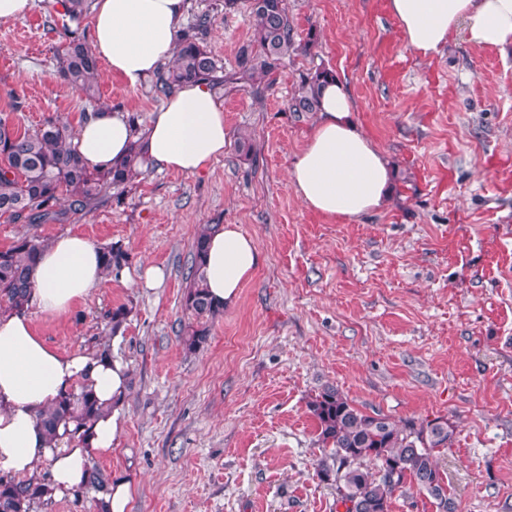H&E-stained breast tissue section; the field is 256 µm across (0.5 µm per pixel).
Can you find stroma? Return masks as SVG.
Instances as JSON below:
<instances>
[{"instance_id": "35a3bbf8", "label": "stroma", "mask_w": 512, "mask_h": 512, "mask_svg": "<svg viewBox=\"0 0 512 512\" xmlns=\"http://www.w3.org/2000/svg\"><path fill=\"white\" fill-rule=\"evenodd\" d=\"M296 41L269 86L216 88L224 155L203 174L150 170L121 200L67 221L0 217V249L21 235L78 232L131 256L65 316L35 314L60 352L111 345L130 375L124 426L106 477L130 479V512H336L321 481L307 403L337 388L361 411L397 422L447 420L439 465L458 512H512V48L471 46L455 33L421 59L387 0H287ZM57 0L0 21V117L35 128L51 116L78 129L107 107L147 126L163 102L100 67L98 103L56 74L64 38ZM209 15L208 49L224 74L252 34L245 0H188L184 24ZM343 80L354 115L394 170L388 207L356 220L307 208L287 173L316 122L287 110L295 82L317 66ZM247 136L250 156L236 142ZM234 224L261 263L234 306L188 352L183 297L197 232ZM162 267L161 286L138 277ZM129 316L113 331L108 311Z\"/></svg>"}]
</instances>
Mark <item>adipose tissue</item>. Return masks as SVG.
Returning a JSON list of instances; mask_svg holds the SVG:
<instances>
[{"label": "adipose tissue", "mask_w": 512, "mask_h": 512, "mask_svg": "<svg viewBox=\"0 0 512 512\" xmlns=\"http://www.w3.org/2000/svg\"><path fill=\"white\" fill-rule=\"evenodd\" d=\"M187 0H94L92 45L123 85L137 88L157 75L175 47ZM408 46L421 58L437 55L459 25L480 48L512 45V0H389ZM354 104L342 80L323 86L318 119L289 170L292 186L314 212L342 220L383 209L392 166L354 122ZM157 169L195 174L223 157L224 107L207 82H191L152 112L142 135L123 113L103 108L74 139L87 165L105 170L126 159L133 141ZM261 260L256 241L237 225L221 224L206 244V285L213 302L234 305ZM105 277L102 253L86 237L67 233L40 253L33 294L23 310L0 312V471L33 477L50 463L45 494L60 499L83 487L94 460L111 453L122 430L128 368L118 358L63 353L38 335L34 313L64 316ZM84 383L104 408L84 441L59 435L49 441L36 421L40 408Z\"/></svg>", "instance_id": "adipose-tissue-1"}]
</instances>
